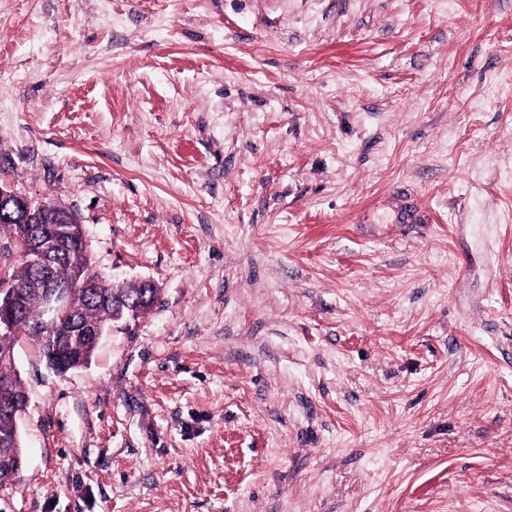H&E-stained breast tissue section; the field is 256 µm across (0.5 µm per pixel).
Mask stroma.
I'll return each instance as SVG.
<instances>
[{
  "mask_svg": "<svg viewBox=\"0 0 512 512\" xmlns=\"http://www.w3.org/2000/svg\"><path fill=\"white\" fill-rule=\"evenodd\" d=\"M0 181L158 289L0 512H512V0H0Z\"/></svg>",
  "mask_w": 512,
  "mask_h": 512,
  "instance_id": "1",
  "label": "stroma"
}]
</instances>
